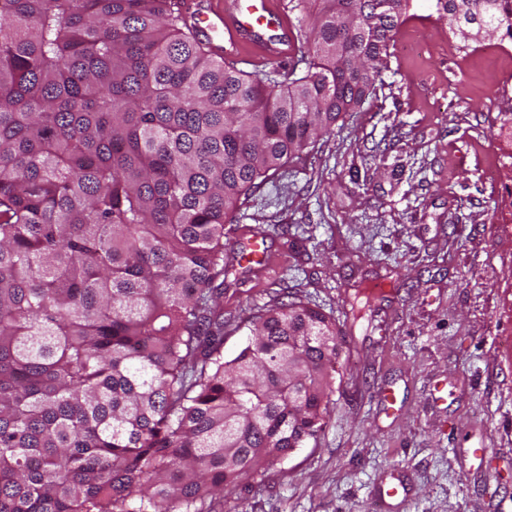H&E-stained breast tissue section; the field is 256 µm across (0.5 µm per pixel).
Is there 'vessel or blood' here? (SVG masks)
Masks as SVG:
<instances>
[{
  "label": "vessel or blood",
  "instance_id": "obj_1",
  "mask_svg": "<svg viewBox=\"0 0 512 512\" xmlns=\"http://www.w3.org/2000/svg\"><path fill=\"white\" fill-rule=\"evenodd\" d=\"M181 9L188 27L225 62L259 67L295 54L294 24L278 0H183ZM267 260L262 236L240 238L237 261L244 270L260 269ZM408 497L406 483L396 475L383 481L378 494L387 507Z\"/></svg>",
  "mask_w": 512,
  "mask_h": 512
}]
</instances>
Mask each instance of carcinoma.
I'll return each mask as SVG.
<instances>
[{"label": "carcinoma", "instance_id": "cac0c4a2", "mask_svg": "<svg viewBox=\"0 0 512 512\" xmlns=\"http://www.w3.org/2000/svg\"><path fill=\"white\" fill-rule=\"evenodd\" d=\"M321 7L304 71L214 57L178 0H0V512H213L317 439L336 320L257 311L224 358L241 196L376 91L410 0ZM508 0H436L512 40Z\"/></svg>", "mask_w": 512, "mask_h": 512}]
</instances>
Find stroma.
<instances>
[{"label": "stroma", "mask_w": 512, "mask_h": 512, "mask_svg": "<svg viewBox=\"0 0 512 512\" xmlns=\"http://www.w3.org/2000/svg\"><path fill=\"white\" fill-rule=\"evenodd\" d=\"M411 11L375 93L249 191L224 237L229 255L263 229L269 253L224 291L225 356L285 298L334 317L343 341L317 440L217 512H512V55L454 35L435 0ZM392 471L411 497L388 511L376 491Z\"/></svg>", "instance_id": "35a3bbf8"}]
</instances>
